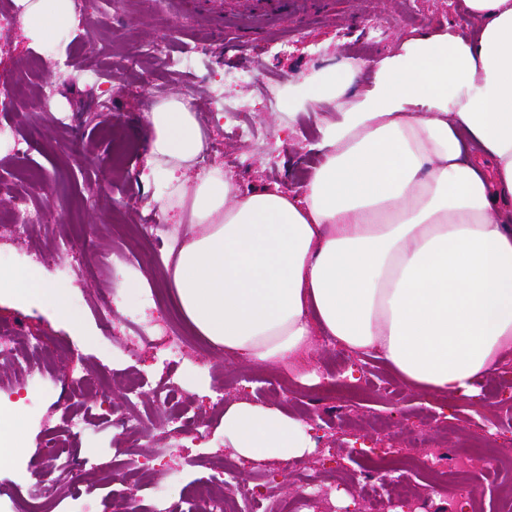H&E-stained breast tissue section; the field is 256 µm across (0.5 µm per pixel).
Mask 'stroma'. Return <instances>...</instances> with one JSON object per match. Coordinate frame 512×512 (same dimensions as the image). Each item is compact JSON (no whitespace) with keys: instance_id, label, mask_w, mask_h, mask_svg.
I'll return each instance as SVG.
<instances>
[{"instance_id":"stroma-1","label":"stroma","mask_w":512,"mask_h":512,"mask_svg":"<svg viewBox=\"0 0 512 512\" xmlns=\"http://www.w3.org/2000/svg\"><path fill=\"white\" fill-rule=\"evenodd\" d=\"M73 2L76 25L52 49L31 46L19 23L0 42L1 77L26 84L37 76L58 89L52 109L40 107L37 95L29 94L0 112V123L36 137L23 155L0 146V175L11 178L37 168L47 180L43 188L17 185L16 198L0 197V211L26 206L45 214L22 244L0 243V271L27 274L35 285L68 296L63 315L39 298H0V322L22 318L27 335L42 339L28 367L11 364L0 372V394L25 403L20 440L0 464V504L39 489L46 512H105L95 486L109 480L139 503L149 504L157 495L174 507L181 505L185 487L202 489L212 467L221 464L229 471L228 497L240 498L261 471L274 479L277 498L293 497L301 484L317 481L335 486V512H362L365 460L399 444V432L461 449L490 436L512 453V381L498 374L481 384L477 396L458 401L424 396L401 383L382 360H361L324 342L313 356L321 377L314 385L278 367L226 358L194 333L183 358L167 367L158 361L154 344L134 351L126 345L128 335L149 332L165 314L143 303L146 289L163 283V265H131L127 230L134 224L174 225L181 218L178 209L160 201V184L140 179L150 149L151 105L161 95H179L193 98L203 113L207 147L187 172L186 187L219 166L240 192L277 185L300 194L319 160L321 135L313 112L289 114V82L325 71L344 57H382L423 31L452 27L471 34L474 24L461 0H309L298 11L272 17L264 37L254 42L244 41L239 21L205 15L192 0ZM281 39L287 40L288 53L276 59L269 48ZM157 44L164 47L160 59L150 54ZM188 51L197 58L185 69L179 59ZM30 59L42 63L39 75L22 69ZM62 62L97 70L103 80L70 83L58 68ZM244 72L251 80L237 82L236 74ZM218 82L224 95L210 99L209 87ZM228 104L240 107L237 122L224 120ZM60 111L70 114L68 125L55 122ZM118 141L134 143V153L125 163L99 166L98 155ZM75 233L82 247L56 249L58 240ZM50 246L51 264L32 266L34 251ZM107 295L112 310L105 319L98 299ZM80 371L101 374L102 388L71 392L67 383ZM128 371L156 382L170 375L181 381L197 430L179 447H171L167 437L164 404L147 396L127 405ZM33 374L40 375L43 392L31 407L27 383ZM259 397L304 421L311 455L245 466L225 447L218 435L225 403ZM124 406L140 417L139 429L108 426L113 409ZM75 415L88 423L78 437L67 427ZM50 436L64 442L66 454L95 461L84 483L72 485L51 467L44 446ZM470 476L485 490L479 512H512V467L488 478L474 469Z\"/></svg>"}]
</instances>
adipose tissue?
Returning <instances> with one entry per match:
<instances>
[{
	"label": "adipose tissue",
	"mask_w": 512,
	"mask_h": 512,
	"mask_svg": "<svg viewBox=\"0 0 512 512\" xmlns=\"http://www.w3.org/2000/svg\"><path fill=\"white\" fill-rule=\"evenodd\" d=\"M32 45L59 43L72 0H15ZM476 38L425 31L382 58H345L292 86L290 108L335 103L301 196L242 195L222 168L181 177L206 138L188 99L156 102L149 174L188 229L164 277L192 329L225 355L303 382L315 337L375 355L405 385L464 400L512 357V0H464ZM374 75L361 90L354 77ZM243 464L311 454L304 422L253 400L225 404Z\"/></svg>",
	"instance_id": "ef3b65f1"
}]
</instances>
